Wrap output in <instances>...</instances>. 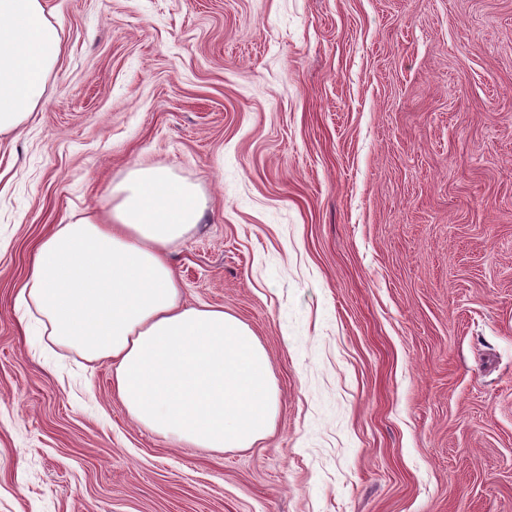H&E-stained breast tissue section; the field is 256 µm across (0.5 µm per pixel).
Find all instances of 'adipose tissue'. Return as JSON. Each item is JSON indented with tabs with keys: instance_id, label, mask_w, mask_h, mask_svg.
Listing matches in <instances>:
<instances>
[{
	"instance_id": "obj_1",
	"label": "adipose tissue",
	"mask_w": 512,
	"mask_h": 512,
	"mask_svg": "<svg viewBox=\"0 0 512 512\" xmlns=\"http://www.w3.org/2000/svg\"><path fill=\"white\" fill-rule=\"evenodd\" d=\"M60 31L44 0H0V133L40 105ZM207 208L168 168H133L101 211L42 238L17 302L55 345L111 363L112 389L138 425L187 447L248 448L279 409L268 354L236 316L186 303L168 258Z\"/></svg>"
}]
</instances>
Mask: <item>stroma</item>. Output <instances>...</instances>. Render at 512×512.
Here are the masks:
<instances>
[{
  "instance_id": "stroma-1",
  "label": "stroma",
  "mask_w": 512,
  "mask_h": 512,
  "mask_svg": "<svg viewBox=\"0 0 512 512\" xmlns=\"http://www.w3.org/2000/svg\"><path fill=\"white\" fill-rule=\"evenodd\" d=\"M0 134V512H512V0H46ZM139 165L208 200L185 301L267 351L249 448L131 420L20 324L40 240ZM44 1L0 0V133L29 120L60 58L61 24Z\"/></svg>"
}]
</instances>
